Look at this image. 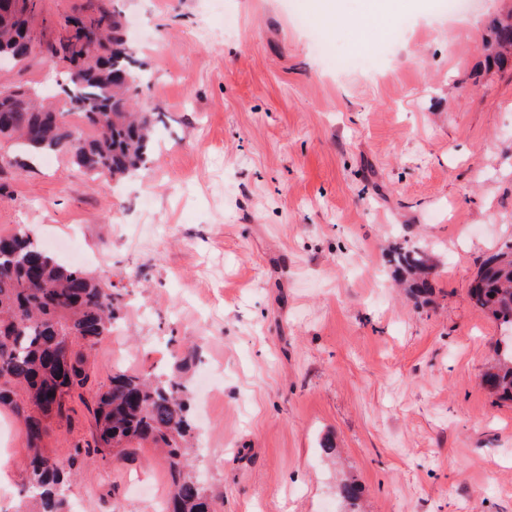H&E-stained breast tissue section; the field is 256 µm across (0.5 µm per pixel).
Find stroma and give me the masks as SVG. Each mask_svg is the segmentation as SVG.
<instances>
[{
    "instance_id": "1",
    "label": "stroma",
    "mask_w": 512,
    "mask_h": 512,
    "mask_svg": "<svg viewBox=\"0 0 512 512\" xmlns=\"http://www.w3.org/2000/svg\"><path fill=\"white\" fill-rule=\"evenodd\" d=\"M341 0H42L32 57L9 83L58 92L50 57L65 17L116 9L163 123L148 170L96 178L0 143V235L76 237L81 266L120 291L113 369H182L217 512H512V402L481 383L500 331L473 306L482 259L512 238V69H484L491 17L512 0H465L450 18L394 0L361 28ZM435 262L430 304L394 286L395 242ZM0 494L17 508L29 455L0 410ZM89 404L53 422L67 460L92 441ZM171 475L149 443L94 460L70 491L80 512H154Z\"/></svg>"
}]
</instances>
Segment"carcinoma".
<instances>
[{"mask_svg":"<svg viewBox=\"0 0 512 512\" xmlns=\"http://www.w3.org/2000/svg\"><path fill=\"white\" fill-rule=\"evenodd\" d=\"M40 2L32 0L30 16L21 20L10 13V0H0V48L19 63L30 58L25 30L41 11ZM91 20L102 27L104 48L112 53L87 56L76 78L66 71L61 92L84 103L75 113L94 134L78 135L45 104L41 92L31 93L28 105L24 93L0 83V138L22 151L70 154L88 173L121 179L150 163L161 119L157 112L133 110L148 78L123 37L120 13L97 8ZM490 28L488 65L506 69L512 66V15L493 19ZM78 40L69 32L59 36L51 57L72 62ZM126 75L132 82L123 81ZM389 262L410 297L429 300L433 267L426 252L396 242ZM469 294L504 332L483 383L497 399L511 401L512 241L480 265ZM123 318L120 293L61 261L34 240L28 227L19 224L0 235V408L23 420L29 441L24 512H69L67 494L81 464L121 454L135 441L151 442L165 453L172 477L166 512H214L213 499L190 464L188 387L178 370L113 372L109 385L92 395L93 442L74 445L65 464L44 449L50 422L66 417L72 395L81 396L91 386L92 350Z\"/></svg>","mask_w":512,"mask_h":512,"instance_id":"obj_1","label":"carcinoma"}]
</instances>
